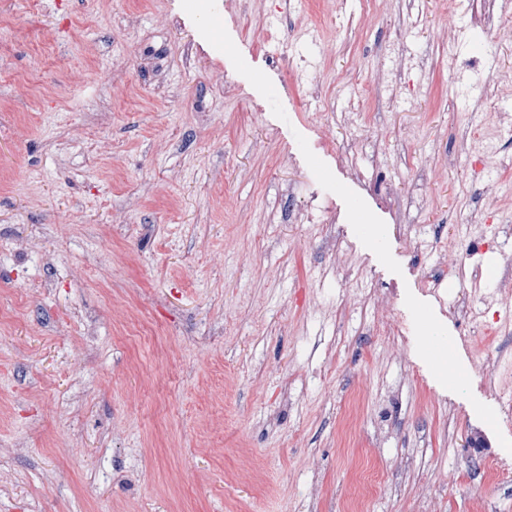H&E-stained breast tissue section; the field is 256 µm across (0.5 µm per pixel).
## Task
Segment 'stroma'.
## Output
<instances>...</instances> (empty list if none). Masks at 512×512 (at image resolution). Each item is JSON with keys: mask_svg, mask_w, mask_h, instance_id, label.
<instances>
[{"mask_svg": "<svg viewBox=\"0 0 512 512\" xmlns=\"http://www.w3.org/2000/svg\"><path fill=\"white\" fill-rule=\"evenodd\" d=\"M500 112L512 27L470 0H0V512H512V341L479 362L469 277L407 238L487 183L512 224V172L445 162ZM468 264L488 301L512 246ZM454 312L468 324L476 322L477 318H481L480 322H482L483 325L492 327V325L497 324L501 320L498 311H494L492 314H490V310L477 313L466 298H463V300L454 305Z\"/></svg>", "mask_w": 512, "mask_h": 512, "instance_id": "35a3bbf8", "label": "stroma"}]
</instances>
